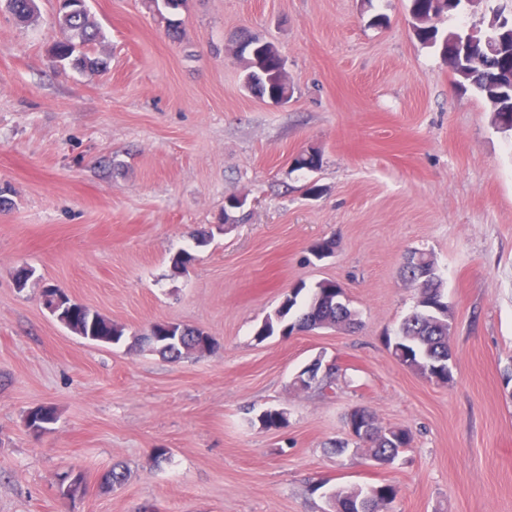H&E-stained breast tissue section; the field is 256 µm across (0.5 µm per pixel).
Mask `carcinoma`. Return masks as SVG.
<instances>
[{
  "instance_id": "cac0c4a2",
  "label": "carcinoma",
  "mask_w": 512,
  "mask_h": 512,
  "mask_svg": "<svg viewBox=\"0 0 512 512\" xmlns=\"http://www.w3.org/2000/svg\"><path fill=\"white\" fill-rule=\"evenodd\" d=\"M4 6L16 20L22 23L32 21L37 13L35 0H4ZM410 12L414 17V31L418 38L430 45L440 44L443 55L453 50L456 38L462 30L455 29L443 35L435 21L452 13L448 9V0H411ZM56 26L62 37L55 40L50 48V57L54 63H67L75 69H99L105 63L89 54V47L101 38V31L90 19L87 0H66L59 6ZM237 53L245 62L243 83L249 90L266 97L289 99L291 85L284 65L280 63L281 53L271 42L258 36H247L236 40ZM456 82L460 85L474 87L489 103L495 125L505 132L512 131V99L499 94L501 87L512 84V33L500 34V42L494 57L493 67L484 69L480 65L452 66ZM322 165L320 153L311 150L299 155L295 160V169L316 171ZM408 262L401 268V277L410 287L417 290L414 310L405 317L395 338L407 352L402 357L393 354L398 363L420 374L430 381L445 384L448 382V356L451 353L448 344L451 324L435 310L427 315L417 314L420 305L432 304L435 300H445L442 277L434 259L422 251H411ZM305 289L301 284L293 297L283 300L273 314L267 316L261 325L262 333L274 335L275 332L290 321L302 322L301 329L310 328L309 321L338 323L356 320V311L347 306L344 310L336 309V297L325 289L320 282L313 289L304 304L298 299ZM68 309L58 312L59 317L82 329L81 338L99 345L120 344L125 339L124 328L117 326L93 311L88 306L70 298L66 299ZM136 343H147L152 350L165 358L178 361L194 352L200 342L198 329L184 327L181 342L167 346L155 342L151 336L134 337ZM370 420L369 433L354 441L356 447H364L370 456L376 459L395 461L400 452L413 442L411 432L401 427L380 428L370 411H365ZM57 420V413L49 406L38 407L26 415L25 426L29 430L44 427ZM84 490L83 476L79 472L66 471L59 477L58 491L65 498L74 499ZM371 487H337L335 488L334 512H353L355 504L371 497Z\"/></svg>"
}]
</instances>
